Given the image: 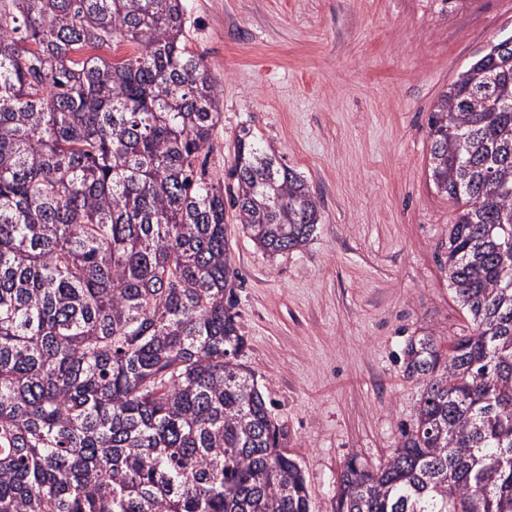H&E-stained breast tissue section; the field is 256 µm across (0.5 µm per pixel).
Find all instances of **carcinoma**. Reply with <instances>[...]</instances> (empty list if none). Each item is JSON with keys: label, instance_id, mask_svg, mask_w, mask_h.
Returning <instances> with one entry per match:
<instances>
[{"label": "carcinoma", "instance_id": "1", "mask_svg": "<svg viewBox=\"0 0 512 512\" xmlns=\"http://www.w3.org/2000/svg\"><path fill=\"white\" fill-rule=\"evenodd\" d=\"M494 45L428 118L471 328L409 341L411 426L347 460L333 512H512V35ZM219 101L183 0H0V512H313L241 361L225 216L274 256L320 205L247 127L214 182Z\"/></svg>", "mask_w": 512, "mask_h": 512}]
</instances>
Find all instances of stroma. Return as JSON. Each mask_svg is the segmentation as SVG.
Wrapping results in <instances>:
<instances>
[{"mask_svg": "<svg viewBox=\"0 0 512 512\" xmlns=\"http://www.w3.org/2000/svg\"><path fill=\"white\" fill-rule=\"evenodd\" d=\"M188 46L221 90L208 168L225 178L242 126L305 177L322 222L269 256L227 218L243 361L331 512L350 456L382 463L421 394L411 339L449 344L468 316L448 285L456 206L428 177V116L498 36L512 0H184Z\"/></svg>", "mask_w": 512, "mask_h": 512, "instance_id": "stroma-1", "label": "stroma"}]
</instances>
